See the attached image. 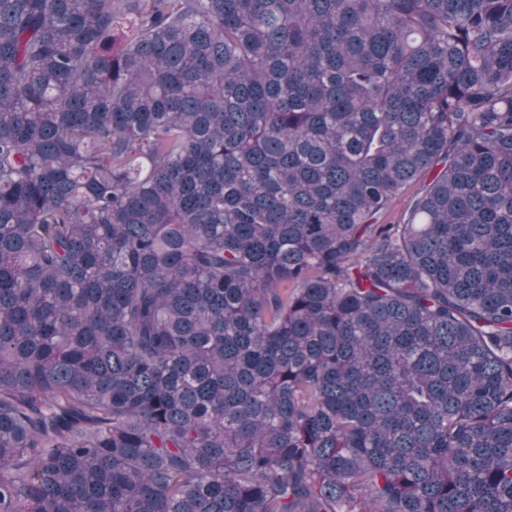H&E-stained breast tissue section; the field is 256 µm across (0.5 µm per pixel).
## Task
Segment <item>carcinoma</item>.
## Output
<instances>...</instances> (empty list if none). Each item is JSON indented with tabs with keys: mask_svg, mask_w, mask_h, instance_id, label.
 I'll list each match as a JSON object with an SVG mask.
<instances>
[{
	"mask_svg": "<svg viewBox=\"0 0 512 512\" xmlns=\"http://www.w3.org/2000/svg\"><path fill=\"white\" fill-rule=\"evenodd\" d=\"M0 512H512V0H0ZM421 188V183L412 184L408 189L403 191L393 202L387 221L393 224L402 223L409 216V209L412 204L413 197Z\"/></svg>",
	"mask_w": 512,
	"mask_h": 512,
	"instance_id": "1",
	"label": "carcinoma"
}]
</instances>
